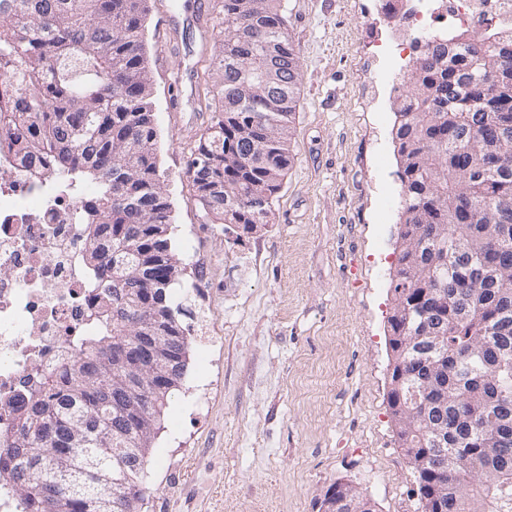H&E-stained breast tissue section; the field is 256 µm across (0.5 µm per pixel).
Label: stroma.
<instances>
[{
    "mask_svg": "<svg viewBox=\"0 0 512 512\" xmlns=\"http://www.w3.org/2000/svg\"><path fill=\"white\" fill-rule=\"evenodd\" d=\"M299 57L292 161L260 233L206 221L188 174L214 112L183 129L155 71L160 161L177 247L192 245L185 287L196 312L188 370L150 453L139 512H319L353 481L378 512H422L416 476L388 407L387 319L397 269L400 193L392 84L398 55L379 52L378 0H282ZM222 36L200 45L196 86L218 90Z\"/></svg>",
    "mask_w": 512,
    "mask_h": 512,
    "instance_id": "obj_1",
    "label": "stroma"
}]
</instances>
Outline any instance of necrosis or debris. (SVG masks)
<instances>
[{"instance_id":"1","label":"necrosis or debris","mask_w":512,"mask_h":512,"mask_svg":"<svg viewBox=\"0 0 512 512\" xmlns=\"http://www.w3.org/2000/svg\"><path fill=\"white\" fill-rule=\"evenodd\" d=\"M381 8L401 22L389 35L400 48L398 65L381 73L384 81L407 72L438 26L480 31L490 11L499 24L512 23V0H382ZM2 167L12 176L0 182V437L11 427L5 402L33 371L61 368L65 347L86 333L95 294L83 261L84 227L73 219L78 199L32 182L4 143Z\"/></svg>"}]
</instances>
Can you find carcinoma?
Instances as JSON below:
<instances>
[{"instance_id": "cac0c4a2", "label": "carcinoma", "mask_w": 512, "mask_h": 512, "mask_svg": "<svg viewBox=\"0 0 512 512\" xmlns=\"http://www.w3.org/2000/svg\"><path fill=\"white\" fill-rule=\"evenodd\" d=\"M224 0L221 108L198 140L190 175L202 217L229 230L264 224L291 163L299 61L281 0ZM0 137L15 145L28 177L69 191L96 185L81 217L85 266L112 280L89 310L93 333L68 348L71 362L34 376L8 402L13 434L0 441V492L12 512H137L149 449L188 368L192 313L176 299L186 269L173 240L175 216L159 166L155 84L143 0H0ZM274 45L286 83L258 91ZM512 57V31L433 35L402 79L395 144L402 184V248L391 281V345L409 381L434 384L430 410L448 430L459 465L441 502L423 512H512V104L465 79H487ZM277 146L255 160L249 144ZM261 195L266 206L253 205ZM158 306L181 358L166 389H143L109 407L129 369L145 367L136 340L139 305ZM437 336L428 363L411 328ZM130 348L118 365L112 349ZM124 473L115 485L114 474Z\"/></svg>"}]
</instances>
